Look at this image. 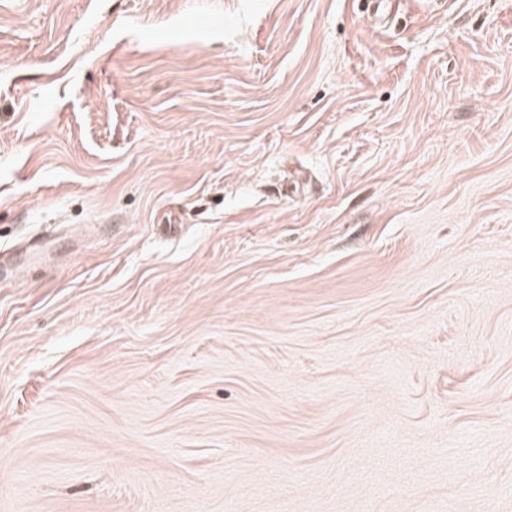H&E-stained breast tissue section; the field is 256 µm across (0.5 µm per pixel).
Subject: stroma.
I'll return each mask as SVG.
<instances>
[{"label":"stroma","mask_w":512,"mask_h":512,"mask_svg":"<svg viewBox=\"0 0 512 512\" xmlns=\"http://www.w3.org/2000/svg\"><path fill=\"white\" fill-rule=\"evenodd\" d=\"M0 0V512H512V0Z\"/></svg>","instance_id":"stroma-1"}]
</instances>
